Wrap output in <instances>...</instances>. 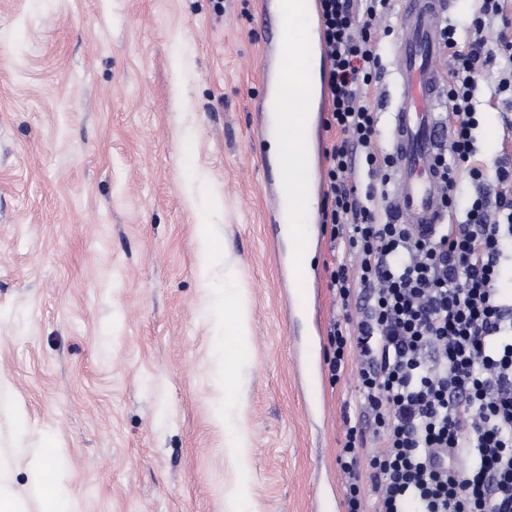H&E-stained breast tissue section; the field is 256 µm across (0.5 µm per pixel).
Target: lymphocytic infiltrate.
<instances>
[{"instance_id": "obj_1", "label": "lymphocytic infiltrate", "mask_w": 512, "mask_h": 512, "mask_svg": "<svg viewBox=\"0 0 512 512\" xmlns=\"http://www.w3.org/2000/svg\"><path fill=\"white\" fill-rule=\"evenodd\" d=\"M319 2L332 135L322 224L344 254L328 269L329 286L356 312L354 329L330 327L327 365L335 382L356 369L362 398L337 456L347 512H369V492L370 512H512V289L499 285L502 244L512 241V171L497 170L495 193H478L465 221L439 225L431 239L381 214L393 158L368 88L386 70L376 24L392 3ZM494 16L503 28L490 42ZM437 31L449 59L440 119L450 136L436 163L450 214L459 172L485 179L472 131L478 78L492 61L503 74L492 97L512 109V20L501 0H482L466 40L445 20Z\"/></svg>"}]
</instances>
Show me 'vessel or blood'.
I'll use <instances>...</instances> for the list:
<instances>
[{"mask_svg": "<svg viewBox=\"0 0 512 512\" xmlns=\"http://www.w3.org/2000/svg\"><path fill=\"white\" fill-rule=\"evenodd\" d=\"M447 7L446 0H399L400 35L395 43L396 80L399 93L391 104V151L394 157L393 209L400 223L410 225L414 234L432 237L445 220L439 205L443 182L434 165L436 152L447 137L442 130L438 106L444 98L441 72L436 64L441 54L435 28L437 14ZM316 18L317 0H261L260 19L266 34L261 68V91L256 107L254 138L262 150L259 166L261 188L267 196L273 233H287L292 254L281 259V281L288 290V318L316 321V275L300 264L308 249L311 229L306 224L287 225L283 209L284 185L290 159L265 150L273 122L274 103L284 97L307 102L303 84L286 77L285 9ZM295 120L303 133V161L312 171L304 192L313 198L323 196L321 179V125L309 111Z\"/></svg>", "mask_w": 512, "mask_h": 512, "instance_id": "vessel-or-blood-1", "label": "vessel or blood"}]
</instances>
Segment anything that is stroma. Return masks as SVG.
<instances>
[{
  "label": "stroma",
  "instance_id": "1",
  "mask_svg": "<svg viewBox=\"0 0 512 512\" xmlns=\"http://www.w3.org/2000/svg\"><path fill=\"white\" fill-rule=\"evenodd\" d=\"M258 0H0V374L78 512H226L241 478L214 420L222 363L206 315L238 278L250 339L236 351L249 448L245 512H313L337 464L354 376L324 380L307 419L279 243L264 216L251 103ZM485 70L476 132L487 173L512 129ZM219 263L204 272L197 225Z\"/></svg>",
  "mask_w": 512,
  "mask_h": 512
}]
</instances>
